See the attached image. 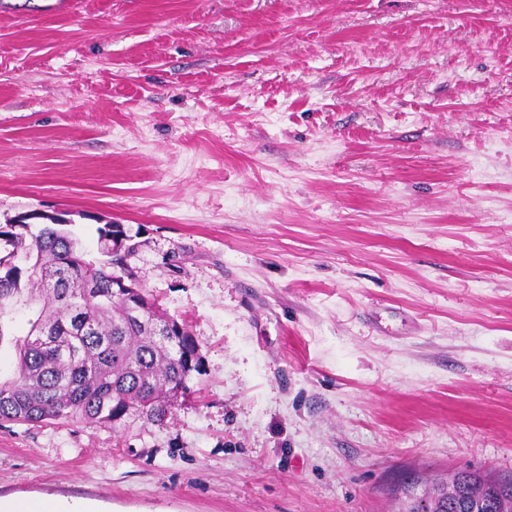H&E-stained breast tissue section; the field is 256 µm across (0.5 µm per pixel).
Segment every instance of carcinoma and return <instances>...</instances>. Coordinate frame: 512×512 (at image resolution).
Masks as SVG:
<instances>
[{"mask_svg":"<svg viewBox=\"0 0 512 512\" xmlns=\"http://www.w3.org/2000/svg\"><path fill=\"white\" fill-rule=\"evenodd\" d=\"M104 260L87 261L55 222L37 231L0 226V346L10 339L12 373L0 377V421L66 419L114 426L136 414L163 421L200 372L199 344L187 324L175 336L157 329L170 316L146 288L140 320L112 288V225L98 228ZM24 318L28 331L12 337ZM512 512V479L458 474L449 489L404 504L403 512Z\"/></svg>","mask_w":512,"mask_h":512,"instance_id":"carcinoma-1","label":"carcinoma"}]
</instances>
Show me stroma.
Returning <instances> with one entry per match:
<instances>
[{
  "mask_svg": "<svg viewBox=\"0 0 512 512\" xmlns=\"http://www.w3.org/2000/svg\"><path fill=\"white\" fill-rule=\"evenodd\" d=\"M140 230L163 422L0 424V499L401 512L512 478V0H0V222Z\"/></svg>",
  "mask_w": 512,
  "mask_h": 512,
  "instance_id": "stroma-1",
  "label": "stroma"
}]
</instances>
